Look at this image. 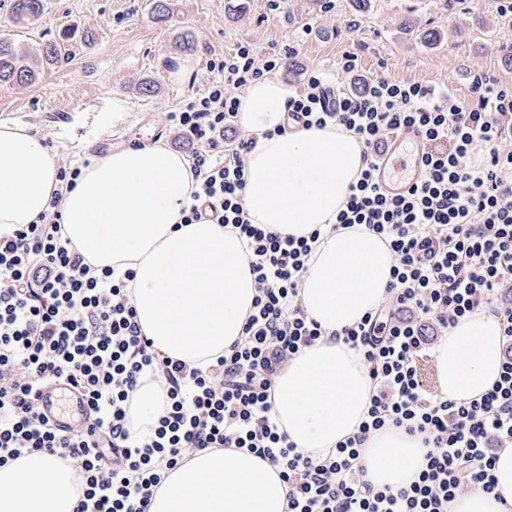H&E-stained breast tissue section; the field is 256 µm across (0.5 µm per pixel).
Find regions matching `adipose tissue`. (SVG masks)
Wrapping results in <instances>:
<instances>
[{
    "mask_svg": "<svg viewBox=\"0 0 512 512\" xmlns=\"http://www.w3.org/2000/svg\"><path fill=\"white\" fill-rule=\"evenodd\" d=\"M293 92L265 76L241 100L238 125L255 141L244 162L251 223L306 236L332 223L365 166L353 132L326 126L279 134ZM57 165L38 135L0 123V236L35 223L58 187ZM195 180L185 157L161 145L113 150L83 168L61 202L63 237L92 267L133 269L138 324L164 357L203 367L243 334L257 286L244 240L218 224L182 223ZM393 258L386 239L357 225L323 235L299 290L324 334L288 359L274 380L270 414L298 452L318 459L357 432L373 384L360 353L338 333L378 310ZM500 315L484 309L449 327L433 349L437 391L456 402L487 392L502 364ZM161 382L140 388L130 416L142 434L162 411ZM421 436L390 427L362 446L367 478L400 488L417 475ZM495 494L472 490L449 512H512V448L499 452ZM71 469L44 452L0 467V512H74ZM278 470L244 450L200 451L168 471L149 512H286Z\"/></svg>",
    "mask_w": 512,
    "mask_h": 512,
    "instance_id": "1",
    "label": "adipose tissue"
}]
</instances>
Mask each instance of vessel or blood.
Wrapping results in <instances>:
<instances>
[{
    "instance_id": "vessel-or-blood-1",
    "label": "vessel or blood",
    "mask_w": 512,
    "mask_h": 512,
    "mask_svg": "<svg viewBox=\"0 0 512 512\" xmlns=\"http://www.w3.org/2000/svg\"><path fill=\"white\" fill-rule=\"evenodd\" d=\"M391 142L379 169L378 183L385 193L400 195L420 176L422 136L417 132L395 135ZM36 408L65 432L70 433L85 426L87 403L84 397L64 384L42 387L37 396Z\"/></svg>"
}]
</instances>
